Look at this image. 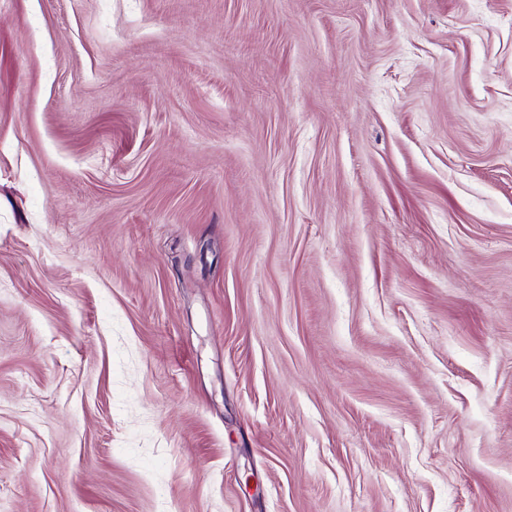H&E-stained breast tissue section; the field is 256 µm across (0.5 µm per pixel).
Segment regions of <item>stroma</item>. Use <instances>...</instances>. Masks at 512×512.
<instances>
[{"label":"stroma","mask_w":512,"mask_h":512,"mask_svg":"<svg viewBox=\"0 0 512 512\" xmlns=\"http://www.w3.org/2000/svg\"><path fill=\"white\" fill-rule=\"evenodd\" d=\"M0 512H512V0H0Z\"/></svg>","instance_id":"1"}]
</instances>
